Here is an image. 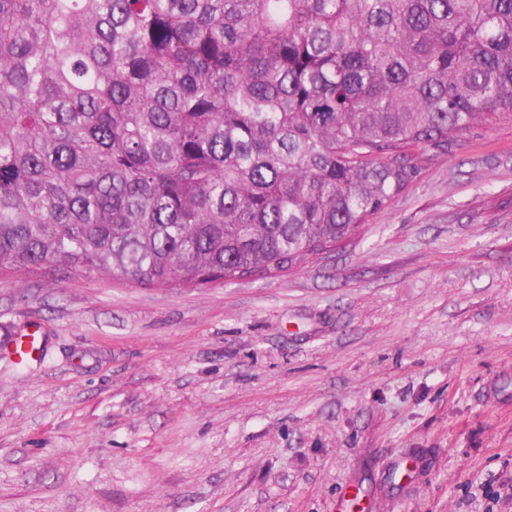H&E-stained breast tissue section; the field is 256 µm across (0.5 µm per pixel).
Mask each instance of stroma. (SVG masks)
Masks as SVG:
<instances>
[{"label": "stroma", "mask_w": 512, "mask_h": 512, "mask_svg": "<svg viewBox=\"0 0 512 512\" xmlns=\"http://www.w3.org/2000/svg\"><path fill=\"white\" fill-rule=\"evenodd\" d=\"M358 502L512 512V123L276 278L0 281V512Z\"/></svg>", "instance_id": "35a3bbf8"}]
</instances>
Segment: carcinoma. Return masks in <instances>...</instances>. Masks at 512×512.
<instances>
[{
    "label": "carcinoma",
    "instance_id": "obj_1",
    "mask_svg": "<svg viewBox=\"0 0 512 512\" xmlns=\"http://www.w3.org/2000/svg\"><path fill=\"white\" fill-rule=\"evenodd\" d=\"M501 118L512 0H0V279L285 273Z\"/></svg>",
    "mask_w": 512,
    "mask_h": 512
}]
</instances>
